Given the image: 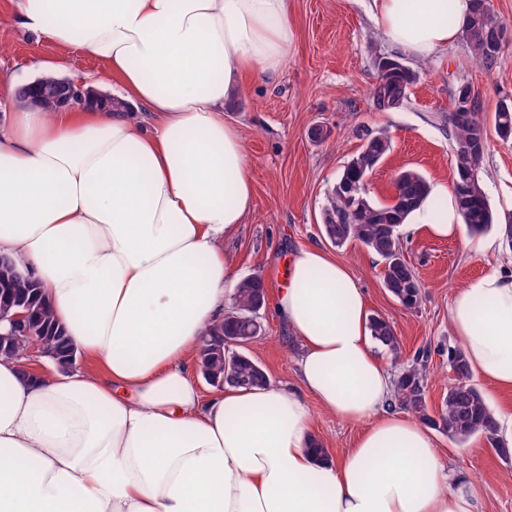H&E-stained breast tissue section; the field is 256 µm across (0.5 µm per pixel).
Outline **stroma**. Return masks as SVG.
I'll use <instances>...</instances> for the list:
<instances>
[{
  "label": "stroma",
  "instance_id": "stroma-1",
  "mask_svg": "<svg viewBox=\"0 0 512 512\" xmlns=\"http://www.w3.org/2000/svg\"><path fill=\"white\" fill-rule=\"evenodd\" d=\"M372 0H290L297 30V50L274 76L255 82L229 104L225 120L243 135L246 162L254 182L253 209L245 224L223 242L236 278L261 274L268 292H276L288 257L318 244L345 261L366 288L373 315L393 322L400 341L398 354L382 352L391 374L398 360L428 352L427 404L437 412L453 377L448 349L457 345L448 323L456 290L492 268L512 272V247L498 227L473 235L461 229L456 238H438L410 217L402 228L403 254L423 284L422 302L409 310L383 286V263L358 243L331 247L321 230V209L328 191L362 142L358 130L388 133L393 148L370 173V196L385 202L394 193L398 172L413 169L430 185L452 186L454 168L448 112L458 88L470 86L485 117H493L500 101H512V0H491L508 27L507 43L493 69H485L465 41L418 59L389 45L370 12ZM57 49L43 36L6 26L0 28V82L31 81L46 76L44 60ZM400 56L416 72L404 104L393 112H377L370 93L376 82V56ZM322 140L309 136L313 127ZM479 178L499 217H512V140L490 136ZM492 248L479 250V243ZM263 338L249 353L265 369L272 385L297 382L298 347L272 306L260 312ZM359 425L316 412L314 433L332 456L350 448ZM441 461L471 481L480 512H512V455L504 457L486 440L459 444L434 432Z\"/></svg>",
  "mask_w": 512,
  "mask_h": 512
}]
</instances>
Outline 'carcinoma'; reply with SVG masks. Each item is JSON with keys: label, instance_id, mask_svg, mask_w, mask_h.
Segmentation results:
<instances>
[{"label": "carcinoma", "instance_id": "obj_1", "mask_svg": "<svg viewBox=\"0 0 512 512\" xmlns=\"http://www.w3.org/2000/svg\"><path fill=\"white\" fill-rule=\"evenodd\" d=\"M506 24L491 8L490 0H474L473 12L466 22L462 36L475 57L490 69L496 63L506 43ZM408 86L399 75L389 81H376L371 91L374 110L390 112L403 104ZM448 124L453 133V162L456 180L462 188L455 190L457 209L468 230L481 234L499 223L485 195L478 172L488 143L485 121L479 116L476 98L469 106L460 102V93H455ZM494 129L503 141L512 139V103L508 108L498 105L494 113ZM363 144L338 177L328 194L327 203L321 211V225L326 238L336 247L357 242L376 254L384 262L383 286L404 307H417L422 298V283L414 267L402 254L400 228L417 211L430 186L415 170H404L395 179L397 200L381 203L374 201L367 188L360 187L356 200L347 198L346 187L356 184L360 177L374 169L391 151L392 140L382 132L367 129L358 131ZM0 287L26 302L35 325L34 341L56 354L58 368L65 370L69 364L72 346L65 330L53 318L42 297L35 296L32 289L37 281L21 270L12 257L0 255ZM266 305V290L263 277L254 273L237 282L231 295L230 311L224 321L209 326L203 337L215 344L214 350L201 357L200 372L206 381L214 383L225 380L229 387L265 386L269 378L265 370L245 352V346L262 335L259 312ZM370 329L376 343L396 353L399 350L398 336L392 322L382 316L370 318ZM241 342L231 355L222 350L224 340ZM428 357L416 353L403 365L396 380L394 402L409 413L417 415L428 425L439 429L448 438L464 443L476 434L486 438L500 453H506L498 438L496 418L484 396L472 382V374L464 352L459 347L448 348V366L454 373V382L448 388L441 410L429 414L426 392L429 378Z\"/></svg>", "mask_w": 512, "mask_h": 512}]
</instances>
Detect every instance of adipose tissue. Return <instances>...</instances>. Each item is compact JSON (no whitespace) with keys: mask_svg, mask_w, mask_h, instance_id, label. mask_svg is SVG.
<instances>
[{"mask_svg":"<svg viewBox=\"0 0 512 512\" xmlns=\"http://www.w3.org/2000/svg\"><path fill=\"white\" fill-rule=\"evenodd\" d=\"M12 23L76 46L129 109L31 103L0 126V254L38 280L82 369L33 374L0 356V512H478L430 429L396 411L368 299L343 261L300 249L273 300L298 383L204 397L199 338L234 278L221 241L253 179L224 108L293 56L289 0H11ZM472 0H372L391 45L426 59ZM438 237L462 217L445 186L419 210ZM450 328L470 371L512 389V274L458 288ZM360 425L338 457L313 410Z\"/></svg>","mask_w":512,"mask_h":512,"instance_id":"ef3b65f1","label":"adipose tissue"}]
</instances>
